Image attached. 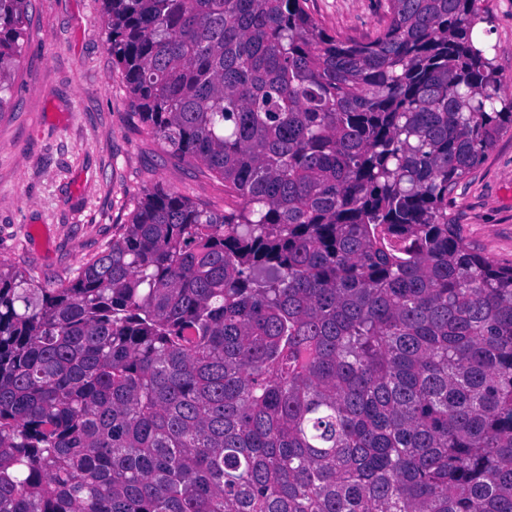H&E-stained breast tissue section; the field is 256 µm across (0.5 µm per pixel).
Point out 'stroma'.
I'll use <instances>...</instances> for the list:
<instances>
[{"instance_id": "obj_1", "label": "stroma", "mask_w": 512, "mask_h": 512, "mask_svg": "<svg viewBox=\"0 0 512 512\" xmlns=\"http://www.w3.org/2000/svg\"><path fill=\"white\" fill-rule=\"evenodd\" d=\"M473 38L496 49L500 93L512 96V0H481ZM333 34L365 39L386 21V0H309ZM102 0H30L18 70L0 112V263L60 282L128 223L143 187L224 203L200 163L177 161L148 133L107 46ZM465 244L512 264V128L448 197Z\"/></svg>"}]
</instances>
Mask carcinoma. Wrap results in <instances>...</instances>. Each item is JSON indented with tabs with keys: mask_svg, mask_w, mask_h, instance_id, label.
<instances>
[{
	"mask_svg": "<svg viewBox=\"0 0 512 512\" xmlns=\"http://www.w3.org/2000/svg\"><path fill=\"white\" fill-rule=\"evenodd\" d=\"M29 0H0V112ZM104 0L171 156L65 283L0 268V512H512V266L448 196L512 125L479 0ZM387 0H309L310 12L331 33L365 39L386 21Z\"/></svg>",
	"mask_w": 512,
	"mask_h": 512,
	"instance_id": "1",
	"label": "carcinoma"
}]
</instances>
